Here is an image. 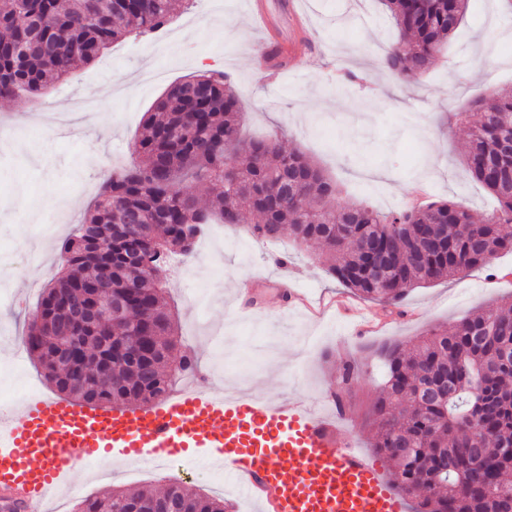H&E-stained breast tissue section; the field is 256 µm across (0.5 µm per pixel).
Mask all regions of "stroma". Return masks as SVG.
<instances>
[{
  "label": "stroma",
  "instance_id": "35a3bbf8",
  "mask_svg": "<svg viewBox=\"0 0 512 512\" xmlns=\"http://www.w3.org/2000/svg\"><path fill=\"white\" fill-rule=\"evenodd\" d=\"M304 70L274 75L261 56L263 32L248 13L250 0H194L170 25L165 50L154 40L113 44L91 64L51 88L40 105L24 96L0 99V389L46 390L25 345V326L42 287L58 272L59 241L84 218L112 163L131 165L143 116L172 83L207 69L232 82L246 114L245 138L278 133L282 145L305 153L343 188L341 200L360 199L387 212L428 201H453L476 217L497 203L462 161L464 113L496 88L512 87V14L499 0H468L463 24L428 70L396 79L383 49L397 29L379 0H303L306 30L293 34V0H266ZM214 224L194 256H173L157 270L165 298L178 316L177 354L194 358L206 386L272 399H297L329 407L343 361L362 375L344 399L348 430L370 450L368 407L381 389L383 366L371 341L413 347L431 327L512 297V253L488 266L410 290L401 310L369 302L374 329L336 311L301 314L272 285L271 255L287 257L284 269L298 288L327 299L346 290L327 275L312 249L281 238L261 242L248 226ZM214 468L188 464L169 470L143 460L113 458L77 469L52 496V512H76L104 489L159 491L171 482L224 498L230 512H259L216 481Z\"/></svg>",
  "mask_w": 512,
  "mask_h": 512
}]
</instances>
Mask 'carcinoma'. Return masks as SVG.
Listing matches in <instances>:
<instances>
[{
	"mask_svg": "<svg viewBox=\"0 0 512 512\" xmlns=\"http://www.w3.org/2000/svg\"><path fill=\"white\" fill-rule=\"evenodd\" d=\"M399 32L384 67L398 78L424 73L464 20L466 0H383ZM176 0H0V98L32 101L63 81L77 62H93L112 43L144 38L173 19ZM238 95L224 74L203 71L171 84L146 112L135 141L136 164L103 178L93 208L62 244L64 263L28 324L26 345L45 380L64 398L135 405L172 389L175 323L154 276L171 254L189 255L208 224L239 223L246 203L262 217L249 229L261 240L275 225L318 260L354 296L396 306L408 290L485 266L512 252V89L476 103L465 153L468 171L499 204L478 219L454 202L383 213L358 202L333 205L337 185L279 139L245 141ZM237 158L228 165L226 155ZM205 182L201 207L188 185ZM379 264V278L368 269ZM128 303L96 324L98 290ZM76 343L61 353L55 333ZM480 332L485 343L473 346ZM154 337L157 355L138 371L112 354ZM512 300L431 330L407 350L374 347L386 377L369 408L374 452L386 459L410 512H502L512 496ZM492 439L495 451L472 455ZM226 512L224 499L173 482L161 493L104 490L78 512Z\"/></svg>",
	"mask_w": 512,
	"mask_h": 512,
	"instance_id": "1",
	"label": "carcinoma"
}]
</instances>
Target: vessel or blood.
I'll use <instances>...</instances> for the list:
<instances>
[{
    "label": "vessel or blood",
    "instance_id": "b4317fda",
    "mask_svg": "<svg viewBox=\"0 0 512 512\" xmlns=\"http://www.w3.org/2000/svg\"><path fill=\"white\" fill-rule=\"evenodd\" d=\"M205 451L260 512H407L339 412L299 400L189 387L134 408L42 395L0 413V503L35 512L85 462L161 464Z\"/></svg>",
    "mask_w": 512,
    "mask_h": 512
}]
</instances>
